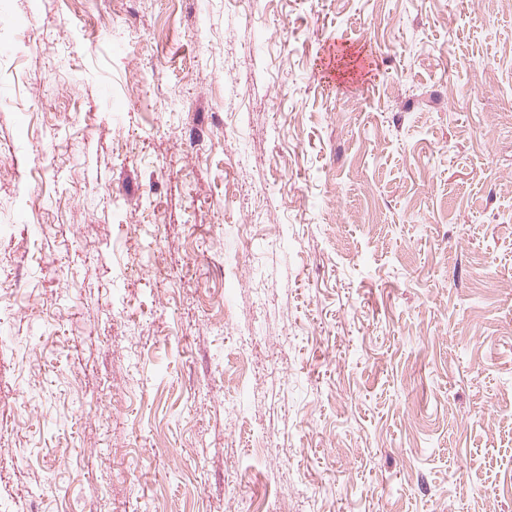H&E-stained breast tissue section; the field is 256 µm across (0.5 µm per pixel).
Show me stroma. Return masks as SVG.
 <instances>
[{
  "instance_id": "stroma-1",
  "label": "stroma",
  "mask_w": 512,
  "mask_h": 512,
  "mask_svg": "<svg viewBox=\"0 0 512 512\" xmlns=\"http://www.w3.org/2000/svg\"><path fill=\"white\" fill-rule=\"evenodd\" d=\"M4 2L0 506L512 512V0Z\"/></svg>"
}]
</instances>
